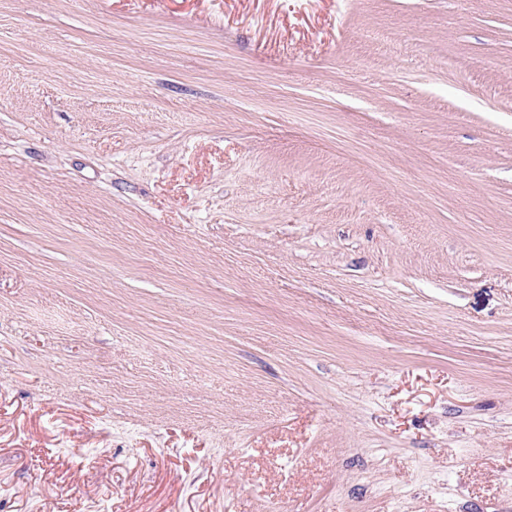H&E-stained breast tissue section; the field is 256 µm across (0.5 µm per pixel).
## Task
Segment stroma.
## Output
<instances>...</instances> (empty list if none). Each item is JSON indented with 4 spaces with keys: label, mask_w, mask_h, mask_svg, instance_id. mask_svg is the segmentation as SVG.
<instances>
[{
    "label": "stroma",
    "mask_w": 512,
    "mask_h": 512,
    "mask_svg": "<svg viewBox=\"0 0 512 512\" xmlns=\"http://www.w3.org/2000/svg\"><path fill=\"white\" fill-rule=\"evenodd\" d=\"M0 512H512V0H0Z\"/></svg>",
    "instance_id": "obj_1"
}]
</instances>
